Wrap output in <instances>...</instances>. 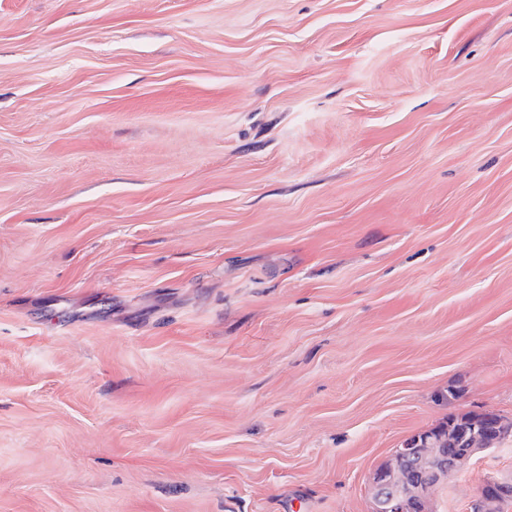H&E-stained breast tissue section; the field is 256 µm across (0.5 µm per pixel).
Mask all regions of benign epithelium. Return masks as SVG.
I'll list each match as a JSON object with an SVG mask.
<instances>
[{"mask_svg": "<svg viewBox=\"0 0 512 512\" xmlns=\"http://www.w3.org/2000/svg\"><path fill=\"white\" fill-rule=\"evenodd\" d=\"M429 437L425 434L412 435V440L399 450V453L414 460V467L419 473L415 487L404 490L393 486V479L383 469L377 468L370 477L372 489V512H411L416 503L425 500L428 486L436 484L444 475L445 466L428 468L423 464L419 449L426 445ZM484 501L499 504L512 498V485L496 479L487 478L480 487Z\"/></svg>", "mask_w": 512, "mask_h": 512, "instance_id": "7a95c632", "label": "benign epithelium"}]
</instances>
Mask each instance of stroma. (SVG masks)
Here are the masks:
<instances>
[{"mask_svg": "<svg viewBox=\"0 0 512 512\" xmlns=\"http://www.w3.org/2000/svg\"><path fill=\"white\" fill-rule=\"evenodd\" d=\"M483 410L512 0H0V512H370Z\"/></svg>", "mask_w": 512, "mask_h": 512, "instance_id": "35a3bbf8", "label": "stroma"}]
</instances>
